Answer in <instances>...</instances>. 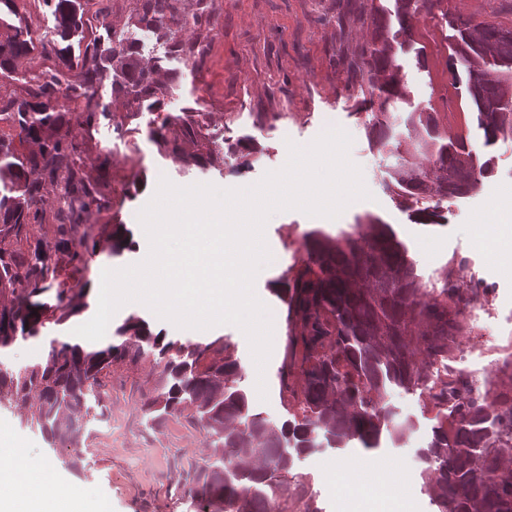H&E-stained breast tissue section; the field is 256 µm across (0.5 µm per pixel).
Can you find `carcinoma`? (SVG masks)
I'll list each match as a JSON object with an SVG mask.
<instances>
[{
	"label": "carcinoma",
	"mask_w": 512,
	"mask_h": 512,
	"mask_svg": "<svg viewBox=\"0 0 512 512\" xmlns=\"http://www.w3.org/2000/svg\"><path fill=\"white\" fill-rule=\"evenodd\" d=\"M18 0H0V116L16 138L0 137V242L28 239L27 228L45 221L43 191L51 188L59 206L56 233L25 250L0 248V355L19 339H39L48 326L62 325L78 309L65 289L55 303L40 300L56 280L62 258L84 262V242L74 243L72 228L105 206L100 191L81 169L82 144L71 123L93 128L110 118L97 97V85L112 74V94L137 116L157 112L170 86L143 62L137 45L107 43L96 34L103 10L90 11L91 0H37L50 9L52 26L33 37ZM442 0H395L398 33L410 36L413 21ZM131 25L146 28L170 44L171 52L198 64L205 46L172 39V28L209 24L206 8L187 17L181 0H136ZM371 44L360 54L368 68L366 123L374 144L400 155L393 190L420 224L441 217V203L478 189L489 164L475 165L465 146L446 142L433 112H412L408 140L433 157L436 181L403 156L387 106L406 98L396 63V37L389 36L383 15L373 14ZM457 39L451 55L453 75L466 77L478 127L488 141L512 138V28L482 23L474 38L469 20L452 19ZM54 59V66L23 77L24 92L9 90L17 62L33 52ZM82 97L80 112L65 115L59 102L69 93ZM207 113L165 115L151 130L158 152L185 166H203L223 151L218 136L207 132ZM180 135L170 137L172 126ZM196 151L187 154L183 144ZM34 143L24 151L16 144ZM307 258L286 284L287 304L301 321L289 337V365L300 364L303 384L288 390L292 419L277 427L249 412L247 394L237 386L239 363L229 357L202 364L210 345L183 344L154 333L148 322L131 315L106 346L85 350L64 336L50 340L46 356L14 368L0 361V407L25 408L36 401L26 423L51 446L72 449L71 468L81 460L87 424L104 414L109 397L105 380L112 365L150 351L162 381L143 401L140 412L152 427L185 417L205 438L209 455L180 468L179 483L190 492H220L218 512H321L303 476L293 472L294 455L317 447L322 435L332 448L357 442L366 449L382 438L402 440L412 429L396 420L388 403L391 387L419 390L435 413L436 425L420 450L423 488L433 512H512V470L502 466L512 451V386L489 381L482 393L473 379L453 366L459 340L471 332L462 302L485 291L466 278L465 261L444 267L434 282L417 273L408 247L389 224H356L336 236L306 235ZM441 366L431 376L418 364L410 342Z\"/></svg>",
	"instance_id": "cac0c4a2"
}]
</instances>
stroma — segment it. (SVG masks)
<instances>
[{"label":"stroma","mask_w":512,"mask_h":512,"mask_svg":"<svg viewBox=\"0 0 512 512\" xmlns=\"http://www.w3.org/2000/svg\"><path fill=\"white\" fill-rule=\"evenodd\" d=\"M210 24L203 31L178 29L174 38L192 42L202 39L207 52L197 67H186L183 58L171 53L168 43L156 40L147 29L130 27L134 0H103L113 32L135 39L142 59L157 67L173 89L165 100V112L182 114L201 105L209 115L212 132L226 139L248 140L249 158L230 152L214 155L206 168L183 169L180 163L162 158L150 140V115L131 116L112 95L110 80H103L98 96L110 119L94 129L73 127L84 142L83 172L109 202L106 209L91 213L75 230V239L96 243L87 252L85 265L61 262L59 282L70 288L74 304H85L70 326L90 320L97 304L94 291H82L85 281H96L100 269L123 268L143 260L149 249L138 223L140 209L152 197L150 189L160 178L178 186L209 183L220 188L248 187L264 174L285 164L286 142L305 147L334 125L352 138L350 160L360 167L367 200L349 204L335 219L310 217L297 210L282 213L278 222L266 225L265 234L277 241L278 265L257 279L254 290L278 312L273 345L264 370H257L247 337L233 325L206 330L182 329L159 318L143 304L132 302L113 316L119 325L129 315L145 319L167 338L183 343H203L207 359H236L242 373L238 385L245 390L252 412L270 423L288 419L282 388L299 386V368H285L288 338L299 328L289 319L288 307L278 294L287 269L305 258L304 238L315 230L336 235L351 225L375 221L393 227L410 249L424 279H435L444 266L467 263L484 293L469 300L468 310L480 319L471 335L462 337L455 366L466 374L485 378L512 374V277L500 272L498 258L505 241L498 226L512 219V140L486 142L477 129L465 82L455 80L449 56L455 31L445 14L462 15L478 22L512 26V0H442L439 8L422 16L413 26L414 50L402 55V77L408 98L390 105L394 132L407 136L406 119L412 112L436 113L439 127L449 137L464 140L479 160L490 161L476 192L443 202L444 219L437 224H418L399 206L387 184L398 164L396 156L378 150L368 138L362 97L349 73L351 59L370 41L375 7L393 8V0H208ZM117 146L112 164L102 167L99 155ZM144 174L146 188L136 196L125 193L134 174ZM124 225L132 245L121 253L109 251L114 225ZM265 380L266 396L256 383ZM159 382L153 357L119 363L112 368V402L107 415L127 422L129 434L110 445L95 436L101 421H91L84 441L81 473L70 471L69 453L49 448L41 435L24 425L17 410L0 408V434L8 436L6 450H21L33 464L46 466L55 484H33L32 512H51L61 497H75V512H200L199 501L185 495L176 483L177 465L201 462L206 454L202 434L184 419H171L152 429L141 416L140 404ZM388 402L399 419L413 424L399 442L383 440L381 446L331 448L319 445L295 460L294 471L307 481L322 512H337L346 487L338 485L329 467L340 464L348 473H366L388 486H399L398 512H429V498L422 490L419 450L431 438L434 414L417 391L392 388Z\"/></svg>","instance_id":"obj_1"}]
</instances>
